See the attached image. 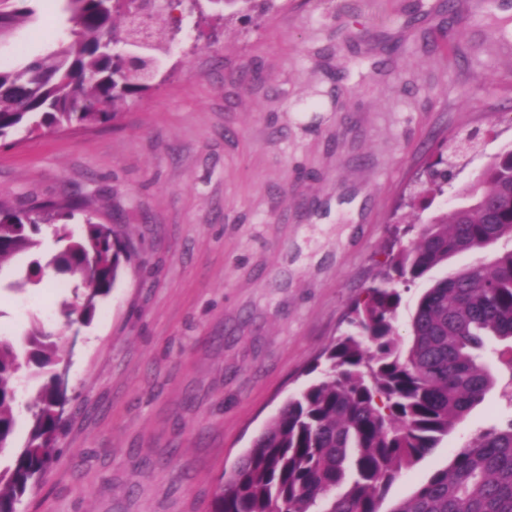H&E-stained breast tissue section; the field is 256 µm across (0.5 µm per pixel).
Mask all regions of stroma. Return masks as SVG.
<instances>
[{"label":"stroma","mask_w":512,"mask_h":512,"mask_svg":"<svg viewBox=\"0 0 512 512\" xmlns=\"http://www.w3.org/2000/svg\"><path fill=\"white\" fill-rule=\"evenodd\" d=\"M0 65L66 37L38 0ZM163 74L117 120L0 143V201L66 197L116 223L128 257L90 324H65L79 281L48 270L10 290L0 337L41 323L69 364L59 453L19 512H210L215 489L387 259L428 161L477 133L433 209L452 208L512 146V0H276L206 21L186 6ZM501 387L404 469L410 495L479 431L506 424Z\"/></svg>","instance_id":"35a3bbf8"}]
</instances>
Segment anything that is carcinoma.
Returning a JSON list of instances; mask_svg holds the SVG:
<instances>
[{"label":"carcinoma","mask_w":512,"mask_h":512,"mask_svg":"<svg viewBox=\"0 0 512 512\" xmlns=\"http://www.w3.org/2000/svg\"><path fill=\"white\" fill-rule=\"evenodd\" d=\"M0 0V36L33 10ZM67 40L47 55L0 68V139L74 123L117 117V106L151 88L153 47L140 64L125 56L137 35L133 0H64ZM124 13V28L114 18ZM443 153L429 162L434 192L443 193ZM474 204L434 212L415 239L391 255L378 284L355 300L347 329L324 349L316 374L254 438L228 478L219 482L210 512H381L389 488L448 436L449 430L495 386L497 377L474 351L489 336L512 340V148L496 154L477 183L459 189ZM85 213L80 233L68 224ZM63 244L46 264L34 259L26 281L37 284L44 266L80 277L86 286L81 321L93 319L100 299L119 276L126 246L112 225L94 221L78 200L47 201L27 210L0 204V269L41 245V227ZM491 254L441 278L430 273L463 254ZM427 280L410 317L411 341L397 338L402 296L394 284ZM52 334L38 323L18 342L0 339V512L18 504L56 453L64 399L52 368ZM27 436L14 447V406L20 388ZM390 512H512V419L474 435L448 465L424 479Z\"/></svg>","instance_id":"cac0c4a2"}]
</instances>
